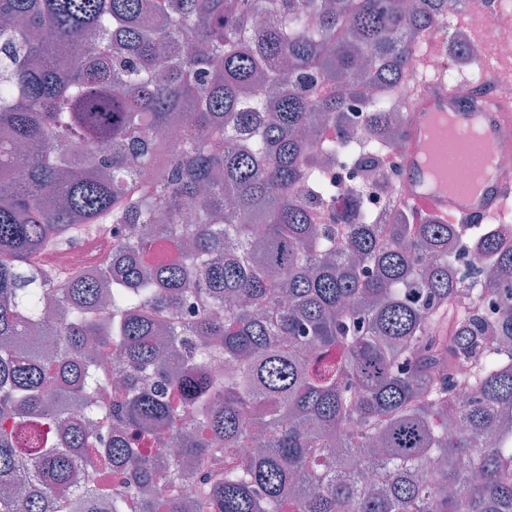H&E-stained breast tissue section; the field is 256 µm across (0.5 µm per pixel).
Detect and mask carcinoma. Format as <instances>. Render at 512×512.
<instances>
[{
  "mask_svg": "<svg viewBox=\"0 0 512 512\" xmlns=\"http://www.w3.org/2000/svg\"><path fill=\"white\" fill-rule=\"evenodd\" d=\"M447 9L0 0V512H129L147 435L196 468L142 512H512V239L472 293L455 224L315 223L317 122L391 105ZM95 245H83L67 250L61 256V262L67 266L92 267L95 262Z\"/></svg>",
  "mask_w": 512,
  "mask_h": 512,
  "instance_id": "carcinoma-1",
  "label": "carcinoma"
}]
</instances>
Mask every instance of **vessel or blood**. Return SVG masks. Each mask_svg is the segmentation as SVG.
<instances>
[{
  "label": "vessel or blood",
  "instance_id": "vessel-or-blood-1",
  "mask_svg": "<svg viewBox=\"0 0 512 512\" xmlns=\"http://www.w3.org/2000/svg\"><path fill=\"white\" fill-rule=\"evenodd\" d=\"M409 109L405 145L398 166L402 192L415 218L433 216L461 224L495 212L505 200L512 199L511 171L496 169L491 177L465 195L435 175H423L421 164L424 135L438 112L456 115L463 125L479 120L484 128L485 150H494L500 141L512 138V93L487 98L466 84L451 87L436 80L412 98Z\"/></svg>",
  "mask_w": 512,
  "mask_h": 512
}]
</instances>
